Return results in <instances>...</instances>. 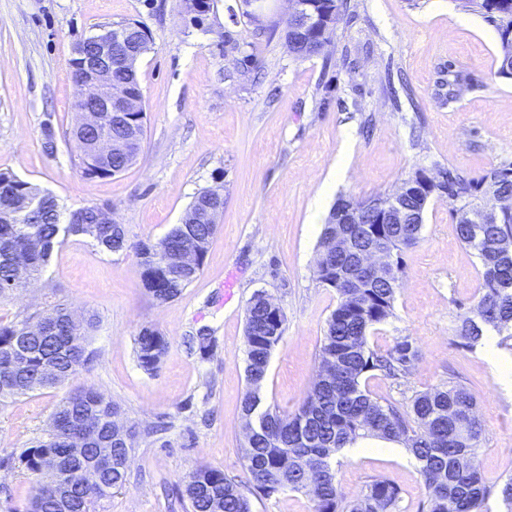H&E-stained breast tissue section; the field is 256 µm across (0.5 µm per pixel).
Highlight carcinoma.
Returning <instances> with one entry per match:
<instances>
[{
  "label": "carcinoma",
  "instance_id": "cac0c4a2",
  "mask_svg": "<svg viewBox=\"0 0 512 512\" xmlns=\"http://www.w3.org/2000/svg\"><path fill=\"white\" fill-rule=\"evenodd\" d=\"M303 13L315 22L303 27L293 17L282 21V36L288 52L297 59L324 54L331 46L336 23L348 14L349 0H298ZM463 7L480 14L494 26L499 39L497 75L512 79V0H462ZM213 0H185V10L202 24L213 10ZM152 37L148 30L129 36L130 50L112 66V83L119 88L139 85L138 59L149 50ZM448 99L456 98L467 84L462 71L448 72ZM93 138L73 132L80 158L81 173L88 179L112 177L133 164L128 154L116 151L101 162L90 150ZM443 176L429 178L419 167L403 179L398 190L366 200L340 198L329 216L353 206L359 211L357 224H324L320 238L321 254L327 258L329 272L319 277L324 286L336 290L337 303L326 321L318 356L332 361L337 371L316 381L310 394L290 414L266 407L265 432L245 436L244 465L250 474L251 489L244 492L224 476L220 469L201 466L186 484L192 512H252L250 496L271 497L285 490L303 491L314 502V512H393L400 499L397 486L386 479L371 481L366 490L346 500L337 480L334 464L342 448L360 438L375 437L394 441L418 462V473L427 495L428 512H484L491 489L484 483L477 465L482 427L477 416L476 399L460 381L416 394L402 407L373 398L362 384L366 375L380 371L399 378L411 371L420 350L408 336L379 353L368 343L377 326L395 317V302L401 288L404 267L399 254L422 239L424 217L433 198H445L456 221L459 239L473 249L482 265L481 292L474 311L459 317L458 333L473 348L494 332L502 341L512 339V247L500 243L512 238V162H504L479 177L468 178L449 167H441ZM0 213L22 205L19 219L0 218V297L13 289L12 264L22 261L29 276L43 273L56 246L70 236L91 239L103 252L134 249L143 287L180 296L197 276L172 272L173 259L185 249L207 253L218 224L203 220L206 211L224 209V183L199 190L186 212L194 214L189 225L176 224L166 234V244L149 240L129 244L122 225L105 218L102 205L93 204L64 214L56 198L12 172H0ZM503 201L494 216L484 224L463 223V212L475 204ZM387 208L400 210L399 224H381L379 217ZM334 232L352 241L347 254L330 253L327 238ZM385 240L390 261L384 274L371 278L356 272V253L374 241ZM68 309L58 305L39 316L44 321L60 322L51 336L34 335L28 339L31 352L28 368L19 377H5V358L21 326L29 319L0 322V399L26 396L55 386L50 372H76L93 360L87 338L95 326L93 317L69 326L62 321ZM286 315L266 306L262 292L248 302L245 312L246 378L248 391L242 402V418L250 419L255 394L266 379L269 361L283 339ZM139 366L154 371L169 348L167 336L155 326L143 327L135 340ZM60 415L76 422H90L98 431L97 448L112 449V472L91 470L96 448L67 476L72 485L70 512H96L98 501L126 482L123 457L134 447L136 424L121 419L120 407L96 390L80 401L68 396L56 406L52 420ZM60 448L56 433L47 434L25 449L18 463L36 483L35 495L27 512H58L52 491L42 479L50 454Z\"/></svg>",
  "mask_w": 512,
  "mask_h": 512
}]
</instances>
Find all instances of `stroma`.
<instances>
[{
	"mask_svg": "<svg viewBox=\"0 0 512 512\" xmlns=\"http://www.w3.org/2000/svg\"><path fill=\"white\" fill-rule=\"evenodd\" d=\"M183 0H0V171L52 193L74 210L111 204L130 242L160 241L193 195L224 182V210L201 275L171 301L143 287L134 251H100L82 237L56 247L33 287L0 298V321H19L58 304L96 326L92 363L57 385L0 403V512H23L34 482L17 457L46 436L56 404L92 388L117 403L138 435L127 480L97 512H191L190 474L209 465L241 488V402L245 307L259 291L285 312L261 393L290 413L311 392L318 348L336 306L335 289L317 278L323 225L339 195L356 199L396 191L415 168L441 164L467 177L512 161V79L497 77L494 27L459 0H351L329 57L289 55L280 40L253 39V23L230 18L240 0H216L195 25ZM150 30L137 63L148 123L136 162L125 172L88 179L71 130L77 119L69 61L74 44L128 20ZM253 42L260 76L242 73V50L219 51L224 28ZM470 86L447 101L449 69ZM56 149L46 154L42 127ZM346 165L332 180L338 156ZM396 316L368 338L384 350L411 337L422 355L409 375L368 377L380 401L414 395L461 378L483 425L478 466L498 489L512 477V396H504L479 349L457 334L460 314L479 297L482 266L457 236L445 201L432 199L423 238L403 254ZM155 326L169 348L154 373L140 368L135 339ZM211 345L190 338L200 327ZM337 478L347 498L373 479L400 490L399 512H427L415 459L404 447L341 456Z\"/></svg>",
	"mask_w": 512,
	"mask_h": 512,
	"instance_id": "obj_1",
	"label": "stroma"
}]
</instances>
